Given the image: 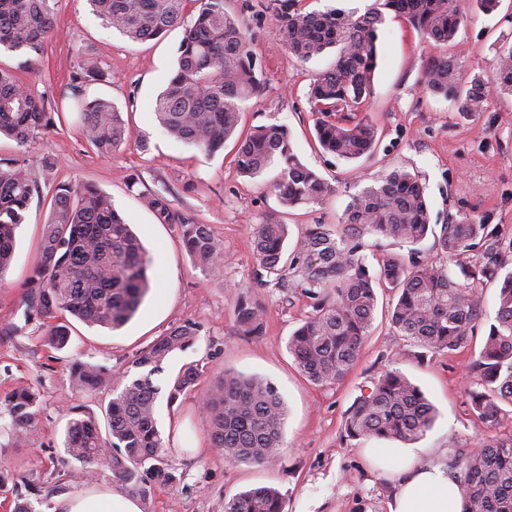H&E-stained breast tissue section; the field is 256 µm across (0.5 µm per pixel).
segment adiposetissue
I'll use <instances>...</instances> for the list:
<instances>
[{"instance_id":"1","label":"adipose tissue","mask_w":512,"mask_h":512,"mask_svg":"<svg viewBox=\"0 0 512 512\" xmlns=\"http://www.w3.org/2000/svg\"><path fill=\"white\" fill-rule=\"evenodd\" d=\"M382 469L400 475L399 492L391 512H461L459 484L439 463L418 464L411 449H398ZM62 512H141L137 500L114 491L81 492L64 500Z\"/></svg>"}]
</instances>
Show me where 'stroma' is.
<instances>
[{
    "label": "stroma",
    "mask_w": 512,
    "mask_h": 512,
    "mask_svg": "<svg viewBox=\"0 0 512 512\" xmlns=\"http://www.w3.org/2000/svg\"><path fill=\"white\" fill-rule=\"evenodd\" d=\"M458 5L466 21L448 45L387 17L379 30L367 106L378 128L377 150L347 162L323 152L315 141L307 95L313 77L333 66L335 50L300 61L287 51L272 0H225L227 11L248 23L265 77L261 96L244 105L241 130L284 125L297 158L334 189L323 204L294 208L281 206L269 186L278 165L255 179L242 176L234 163L236 140L209 156L175 141L156 119L155 99L174 70L194 7H186L182 24L162 38L132 42L106 27L87 0H49L59 34L46 43L43 56L0 50V69L22 73L31 91L50 105L70 95L73 71L85 61L95 62L108 80L86 87V95L112 102L134 131L106 158L69 127L26 146L0 138L2 158L19 155L33 162L48 153L58 161L51 179L42 180L33 195L17 231L13 262L0 277V397L22 384L42 393L39 420L23 444L15 442L0 404V465L15 474L17 495L29 499L35 512H61V501L78 492L120 488L107 466H94L91 478L79 480V463L63 460L67 406H80L97 418L112 396L108 383L93 393L76 392L69 380L71 362L125 370L158 336L187 319L202 325L198 341L175 352L153 375L154 384L168 387L190 362L202 366L204 388L228 370L267 380L287 408L283 446L270 466L229 463L213 446L210 421L193 397L171 407L159 402L158 426L170 438L168 458L176 479L156 485L141 512H224L225 501L262 486L280 490L284 512H390L397 476L374 459L388 456L395 441L352 440L343 429L350 406L389 366L417 384L438 412L433 428L412 445L416 462L447 465L457 449L491 437L512 438L511 413L498 426L487 427L472 413L464 391L465 380L478 378L472 365L495 318L496 282L475 287L479 315L467 346L427 356L391 328L387 311L395 298L378 292L372 330L353 369L342 381L319 386L304 378L288 351L290 334L312 311L310 300L286 288L260 286L255 279L253 225L274 218L287 224L290 241H297L308 225L338 224L362 183H376L397 168L417 174L425 185L432 223L470 215L512 239V95L494 94L485 111L464 114L453 102L422 89L426 64L446 54L458 58L459 85L470 86L477 78L493 82L500 55L512 47V0H501L491 14L483 13L476 0H458ZM54 180L89 183L111 197L153 258L152 287L135 317L115 331L75 323L71 346L61 352L45 345L41 322L23 324L17 312L22 285L39 254ZM162 189L177 210L213 225L224 241L223 272L194 266L177 226L158 223L144 206L141 193ZM243 295L263 308L262 335L238 332L235 307Z\"/></svg>",
    "instance_id": "35a3bbf8"
}]
</instances>
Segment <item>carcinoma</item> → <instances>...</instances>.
Segmentation results:
<instances>
[{
    "label": "carcinoma",
    "instance_id": "obj_1",
    "mask_svg": "<svg viewBox=\"0 0 512 512\" xmlns=\"http://www.w3.org/2000/svg\"><path fill=\"white\" fill-rule=\"evenodd\" d=\"M197 5L192 26L178 48L177 69L155 101L157 120L175 140L207 155L224 146L239 126L245 102L262 92L261 64L243 20L224 9V0H89L103 24L132 42L159 38L178 23L188 2ZM49 0H0V47L37 56L57 28ZM392 12L419 33L452 43L465 23L456 0H374L358 15L342 9L302 13L293 0L277 8L288 52L308 61L336 48L333 68L309 86L308 101L317 115L315 132L324 152L346 161L373 152L376 130L368 117L378 60V29ZM99 67L88 65L70 79L74 111L83 137L101 157L132 137L129 124L111 102L80 94L81 87L104 80ZM497 89L512 93V48L501 54ZM422 89L459 104L471 114L484 110L490 89L479 79L457 85L455 58L443 56L424 70ZM68 122V112L47 107L45 99L25 87L20 75L0 70V134L22 144L37 142ZM280 160L273 188L282 205L321 204L331 187L294 155L288 129L262 125L248 133L236 153L243 174L259 177ZM56 167L44 155L37 166L20 157L0 158V273L10 264L16 230L33 194L35 173ZM45 224L40 256L24 284L23 317L45 325L44 343L61 351L71 340L68 316L87 325L119 329L138 312L150 289L152 260L109 196L91 184L58 183ZM160 224L178 226L183 248L199 268L224 265L222 239L209 224L173 208L161 191L143 194ZM434 233L424 187L417 175L390 172L380 183L351 196L344 221L334 228L312 224L285 255L288 225L268 219L254 225L252 245L257 276L279 288L291 287L312 300V312L292 333L288 350L300 372L316 385L342 380L353 368L369 335L377 306L376 288L396 291L389 319L399 335L431 354L465 347L472 333L476 301L472 286L500 280L497 311L480 352L478 386L466 385L472 411L493 427L512 407V272L502 273V252L512 249L496 229L469 216L443 224L435 238L437 261L392 256L370 272L363 254L366 235L416 245ZM483 247V260L461 257ZM236 323L243 336L263 332V309L247 296L238 299ZM201 325L185 321L157 337L132 361V368L110 373L102 366L75 360L70 382L81 392L112 380L106 430L71 408L64 453L87 467L105 464L123 486L147 501L157 483L174 479L166 460L167 446L157 427L161 388L151 376L176 351L191 347ZM145 369L133 374L131 369ZM203 367L188 363L171 382L167 404L190 393L211 421L214 447L231 463H272L282 445L286 411L275 387L259 378L224 372L211 389L198 391ZM41 392L20 386L5 396L15 440L33 431ZM436 419L433 405L418 386L397 369L381 372L349 408L346 437L380 438L410 444L422 438ZM458 470L463 512H512V439L490 438L460 448L453 459ZM224 512H283L280 491L261 487L224 502Z\"/></svg>",
    "mask_w": 512,
    "mask_h": 512
}]
</instances>
